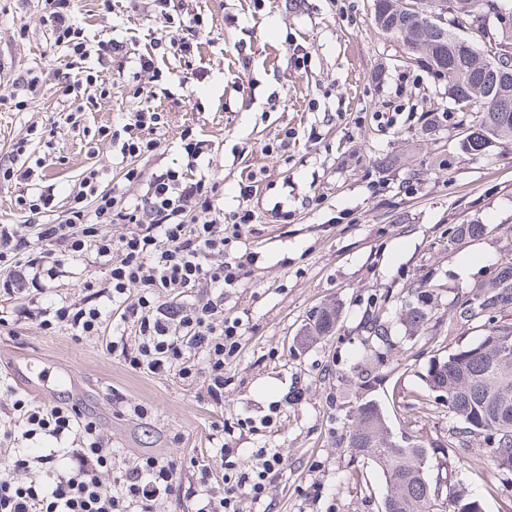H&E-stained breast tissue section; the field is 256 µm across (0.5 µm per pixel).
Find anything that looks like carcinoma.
Returning a JSON list of instances; mask_svg holds the SVG:
<instances>
[{"label":"carcinoma","mask_w":512,"mask_h":512,"mask_svg":"<svg viewBox=\"0 0 512 512\" xmlns=\"http://www.w3.org/2000/svg\"><path fill=\"white\" fill-rule=\"evenodd\" d=\"M449 22H466L464 29L485 32L489 14L497 13L495 0H443ZM404 0H374V21L400 41L410 59L419 61L442 81L455 109L468 116L462 123L459 148L480 154L496 139L512 138V28L502 27L489 48L480 51L474 42L450 26L445 35L435 30L431 10H409ZM485 224H456L448 245L478 242L487 237ZM429 290L408 292L401 321L414 335H425L437 314ZM461 320L483 321L485 330L473 344L456 343L431 355L425 384L428 395L419 409L431 415L448 409L457 425L448 438L429 448L420 441L390 436L389 419L371 397L377 375L360 366L351 385L356 395L342 444L357 461L382 472L387 491L380 512H484L480 497L465 488L447 496L429 477L428 450L443 463L468 462L471 440L490 443L487 453L496 468L512 472V341L506 350L500 341L512 336V251L495 263L488 276L457 299ZM341 317L336 304L312 312L299 336L304 341L331 335ZM360 329L384 353L392 349L390 321L385 304L367 315Z\"/></svg>","instance_id":"1"}]
</instances>
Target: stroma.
I'll use <instances>...</instances> for the list:
<instances>
[{
    "label": "stroma",
    "mask_w": 512,
    "mask_h": 512,
    "mask_svg": "<svg viewBox=\"0 0 512 512\" xmlns=\"http://www.w3.org/2000/svg\"><path fill=\"white\" fill-rule=\"evenodd\" d=\"M176 10L200 13L204 25L191 64L159 46L164 71L151 98L136 95L131 62L100 66L110 89L78 125L62 122L69 101L59 83L67 71L64 49L43 23V0H0V93L21 108L0 106V160L29 133L41 134L45 157L40 183L53 186L57 211L77 188L82 172L105 171V186L123 180L117 148L92 141L102 126H120L128 113L149 105L162 111L159 147L137 165L150 173L183 165L176 139L193 128L207 140L203 171L219 184L225 212L253 210L238 251L249 254L241 287L227 289L224 314L242 320L245 335L236 358L224 364V404L213 406L199 384L177 375L152 376L107 354L100 340H75L64 330L47 333L26 320L0 329V361L40 358L43 365L75 372L100 426L125 452L165 454L183 462L181 482L195 464L219 468L215 423L273 414L269 428L243 431L230 441L241 461L254 448H278L282 462L268 512H378L386 493L383 476L362 469L341 447L354 400L345 382L354 363L373 364L378 348L359 328L380 294L392 296V314L408 289H433L441 318L430 337L407 339L395 323L394 350L380 368L376 397L391 414L394 433L437 443L452 425L447 410L427 416L410 408L425 388L430 351L454 332L475 342L477 323L455 319L457 293L488 274L504 250H512V140L493 141L485 152L458 149L459 112L443 83L421 63L404 59L401 43L374 22L373 0H172ZM78 18L90 40L123 42L130 59L156 37L175 36L151 18L142 0H78ZM194 70L193 97L181 81ZM41 76L40 92L23 90ZM447 121L426 126L435 113ZM293 130L287 151L280 135ZM257 174L249 200L239 185ZM488 225L477 244L449 248V227ZM333 303L342 319L333 335L313 344L299 332L311 311ZM149 407L146 418L122 412L123 402ZM468 464L445 465L430 457L439 485L468 487L485 512H512V480L487 462L481 447ZM322 497L312 500L313 487Z\"/></svg>",
    "instance_id": "stroma-1"
}]
</instances>
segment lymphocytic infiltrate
Masks as SVG:
<instances>
[{
	"label": "lymphocytic infiltrate",
	"instance_id": "1",
	"mask_svg": "<svg viewBox=\"0 0 512 512\" xmlns=\"http://www.w3.org/2000/svg\"><path fill=\"white\" fill-rule=\"evenodd\" d=\"M44 8L55 45L67 51L68 69L119 54L117 42L88 43L75 20V0H44ZM163 125V113L146 107L121 129L103 126L97 135L117 145L122 158L137 159L153 155V134ZM179 140L185 167L147 177L134 166L125 170L124 180L141 187L138 197L103 188L102 171L92 166L63 216L50 222L44 216L53 210L52 196L31 184L32 141L13 143L9 163L0 162V181H29L17 198L28 219L0 224V326L34 319L45 331L105 337L106 351L132 368L201 380L206 397L220 406L224 363L238 354L243 335L242 321L224 316V291L246 277V261L234 255L225 226L250 224L255 216L247 208L225 213L217 183L197 170L205 142L190 128ZM116 224L125 227L117 236L111 232ZM92 257L103 271H86L82 295L52 298V284ZM2 395L13 397L14 415L0 428V445L39 436L56 445L0 462V512H161L180 496L195 499V512H239L241 497L263 503L282 459L280 449L256 448L242 465L235 449L220 447L223 477L200 465L185 487L178 481L180 461L136 456L113 469L112 436L93 418L60 405L31 406L0 381Z\"/></svg>",
	"mask_w": 512,
	"mask_h": 512
}]
</instances>
